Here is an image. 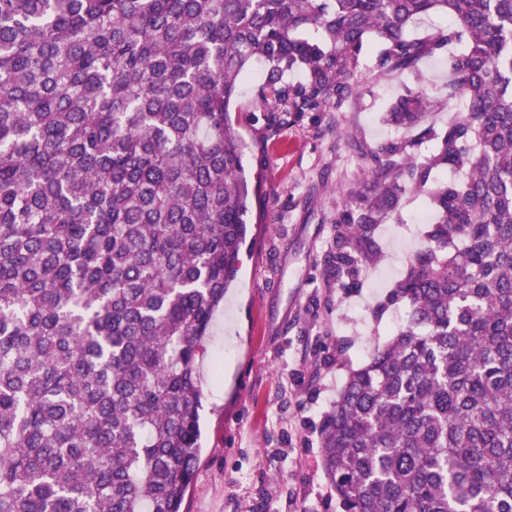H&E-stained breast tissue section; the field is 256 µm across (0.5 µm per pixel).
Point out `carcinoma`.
Listing matches in <instances>:
<instances>
[{
  "label": "carcinoma",
  "instance_id": "1",
  "mask_svg": "<svg viewBox=\"0 0 512 512\" xmlns=\"http://www.w3.org/2000/svg\"><path fill=\"white\" fill-rule=\"evenodd\" d=\"M424 17L445 25L419 41ZM370 36L382 73L447 59L464 110L436 130L426 89L385 101L434 146L374 151L336 215L342 288L408 199L432 219L384 303L402 323L322 416L323 469L343 512H512V0H0V512H182L250 226L239 80L263 64L276 132L361 93Z\"/></svg>",
  "mask_w": 512,
  "mask_h": 512
}]
</instances>
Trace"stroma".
Wrapping results in <instances>:
<instances>
[{"label": "stroma", "mask_w": 512, "mask_h": 512, "mask_svg": "<svg viewBox=\"0 0 512 512\" xmlns=\"http://www.w3.org/2000/svg\"><path fill=\"white\" fill-rule=\"evenodd\" d=\"M380 50L371 38L358 56L360 96L292 115L274 138L256 96L261 65L239 84L230 112L257 193L240 270L200 368L202 450L184 512H341L322 470L320 420L349 369L390 338L400 313L383 302L424 239L413 201L378 227L380 256L359 286L340 288L326 265L336 212L362 188L372 151L397 138L379 117L388 96L423 84L435 101L430 123L454 113L440 61L382 80Z\"/></svg>", "instance_id": "1"}]
</instances>
